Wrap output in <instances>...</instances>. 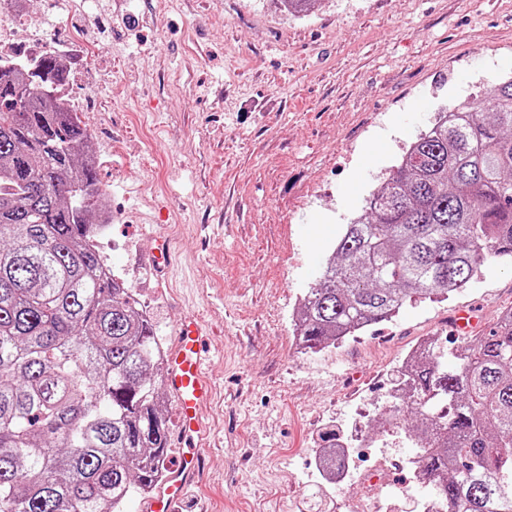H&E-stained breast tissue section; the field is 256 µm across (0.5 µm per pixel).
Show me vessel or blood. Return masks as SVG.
Wrapping results in <instances>:
<instances>
[{"label":"vessel or blood","instance_id":"1","mask_svg":"<svg viewBox=\"0 0 512 512\" xmlns=\"http://www.w3.org/2000/svg\"><path fill=\"white\" fill-rule=\"evenodd\" d=\"M204 328L193 314L181 316L173 347L164 360V385L173 395L181 456L167 468L146 512H174L200 477L201 447L209 434L204 409L212 396Z\"/></svg>","mask_w":512,"mask_h":512}]
</instances>
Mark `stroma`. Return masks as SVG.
<instances>
[{
    "instance_id": "obj_1",
    "label": "stroma",
    "mask_w": 512,
    "mask_h": 512,
    "mask_svg": "<svg viewBox=\"0 0 512 512\" xmlns=\"http://www.w3.org/2000/svg\"><path fill=\"white\" fill-rule=\"evenodd\" d=\"M66 44L112 221L102 252L164 346L194 312L214 350L204 477L178 512H342L320 438L383 418L382 512H420L407 422L388 389L415 343L460 344L512 306V261L448 298L323 350L295 314L345 226L443 109L512 75V0H27L0 9V49ZM425 111H416V102ZM173 267L155 272L157 237Z\"/></svg>"
}]
</instances>
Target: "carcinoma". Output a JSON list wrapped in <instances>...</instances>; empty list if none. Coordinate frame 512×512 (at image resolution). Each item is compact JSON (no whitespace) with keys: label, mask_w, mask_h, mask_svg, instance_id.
Returning <instances> with one entry per match:
<instances>
[{"label":"carcinoma","mask_w":512,"mask_h":512,"mask_svg":"<svg viewBox=\"0 0 512 512\" xmlns=\"http://www.w3.org/2000/svg\"><path fill=\"white\" fill-rule=\"evenodd\" d=\"M0 56V512H123L170 453L162 353L96 241L106 207L66 58ZM328 254L296 314L308 349L449 296L512 258V78L442 113ZM453 365H448V359ZM398 398L438 512H512V308L490 334L414 352Z\"/></svg>","instance_id":"1"}]
</instances>
